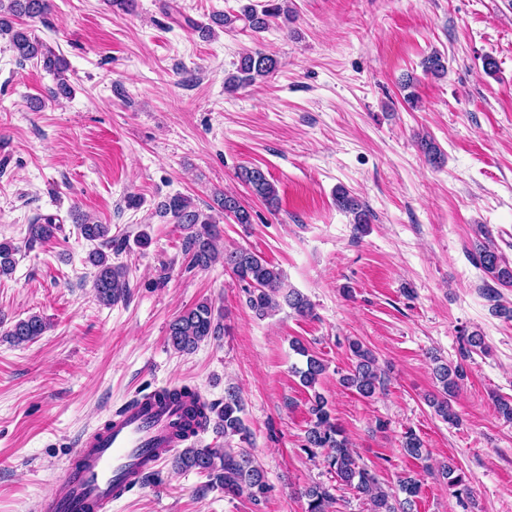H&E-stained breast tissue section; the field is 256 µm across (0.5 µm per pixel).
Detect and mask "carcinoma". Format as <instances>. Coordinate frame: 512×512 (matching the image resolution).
Returning a JSON list of instances; mask_svg holds the SVG:
<instances>
[{"instance_id": "obj_1", "label": "carcinoma", "mask_w": 512, "mask_h": 512, "mask_svg": "<svg viewBox=\"0 0 512 512\" xmlns=\"http://www.w3.org/2000/svg\"><path fill=\"white\" fill-rule=\"evenodd\" d=\"M51 11L50 0H0V37L8 39L9 47L19 62L36 61L56 75L53 94L68 96L70 85L66 77L68 69L64 58L38 36L32 34L26 26L16 20L26 18L32 23L46 24ZM291 10L288 0H265L262 9L251 3L241 5L236 13H217L212 22L220 27L232 29L238 21L243 22V29L261 32L268 29L271 22L282 18L290 19ZM425 74L440 79L447 74V60L439 52H433L422 62ZM277 68V59L263 51H247L240 60L236 73L225 79L228 89L250 86L264 80ZM244 182L252 192L268 206L275 207L279 202L278 189L273 180L261 167L244 169ZM214 210L221 215L233 217L237 224L251 223V215L242 207L231 193H218L214 196ZM336 205L353 215L355 230L359 231L371 223L372 213L368 206L353 196L347 189L336 190ZM156 212L160 217H171L186 234V247L191 253L192 266L207 269L218 259H223L224 270L230 272L243 285L246 302L259 317H263L286 304L297 315L305 317L312 313V304L302 293L295 289H285L280 270L247 248H234L219 251L217 246V219L212 214L199 211L192 199L182 194L166 197L157 203ZM59 229L52 216L36 218L28 225V245L52 238ZM83 237L89 241L100 242V248L89 253V263L95 268L93 290L95 296L105 305L118 301L126 288L123 268L112 264L105 249L112 246L109 236L110 227L98 224L88 218L80 220ZM19 248L10 241H0V277L9 276L16 266V254ZM478 265L501 285L512 286V266L491 245H481L476 252ZM47 329L45 319L39 314H31L16 321L7 335L17 344L29 343L42 336ZM224 334L221 317L215 315L214 307L207 301L183 311L171 321L167 331V342L178 352L191 353L200 343ZM465 358L479 351L484 352L482 337L473 332L462 337ZM292 347L298 354L306 357V366L296 370L300 384L313 391L309 402L311 420L305 431L302 448L308 452L314 448H327L325 461L330 471L336 475L337 485L347 486L368 497L370 512H412L415 499L422 491V481L414 475H407L399 481L398 492L391 493L383 489L371 470L358 464L354 449L351 448L344 431L336 423L329 408L327 398L315 391L325 364L318 357L308 353L297 340ZM354 357L352 366L342 375V385L354 390L363 398L373 397L383 386V379L373 352L362 342L350 344ZM463 378L460 366L452 367L446 363L435 368L438 395L430 400L435 413L451 425L459 423V416L453 410L451 398L459 388ZM197 390L188 387H175L165 393L163 399L182 402L188 405L190 420L203 415L197 406ZM215 429L224 434V438L237 436L241 441L250 439L249 429L241 417L242 405L238 393L229 389L224 394V405L207 404ZM404 453L416 460H425L429 452L418 435L409 430L402 442ZM174 466L181 470H194L209 478L211 487L224 491L226 496L247 494L254 505L266 500L272 487L266 474L255 457L244 448H211L189 444L173 460ZM443 474L448 479V487L458 499L470 497L471 490L464 476L457 472L453 463L443 466ZM336 485L314 484L304 490L307 499L306 512H333L337 498L334 494Z\"/></svg>"}]
</instances>
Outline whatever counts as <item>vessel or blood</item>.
<instances>
[{"label":"vessel or blood","mask_w":512,"mask_h":512,"mask_svg":"<svg viewBox=\"0 0 512 512\" xmlns=\"http://www.w3.org/2000/svg\"><path fill=\"white\" fill-rule=\"evenodd\" d=\"M184 421L174 403L154 397L126 402L79 441L60 473L59 491L40 499L37 512H112L179 447Z\"/></svg>","instance_id":"1"}]
</instances>
